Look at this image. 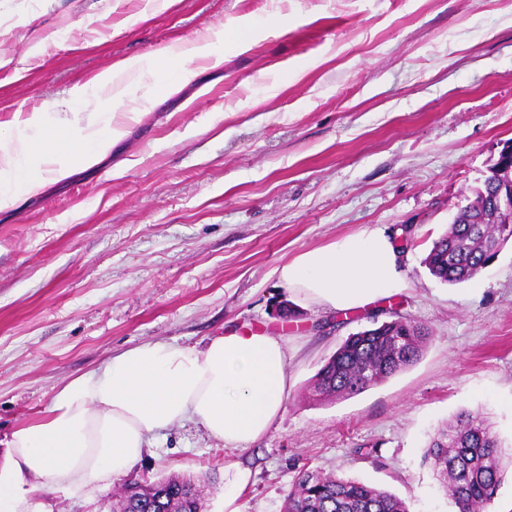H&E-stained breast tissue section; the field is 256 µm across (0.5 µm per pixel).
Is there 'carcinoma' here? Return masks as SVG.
<instances>
[{"label":"carcinoma","mask_w":512,"mask_h":512,"mask_svg":"<svg viewBox=\"0 0 512 512\" xmlns=\"http://www.w3.org/2000/svg\"><path fill=\"white\" fill-rule=\"evenodd\" d=\"M500 188L491 173L432 243L423 264L446 284L473 279L512 241L511 224H477L476 205L489 204ZM433 336L432 328L392 312V319L349 336L319 369L312 386L321 399H340L379 385L417 362ZM424 461L458 512H488L506 471L512 448L500 444L492 423L480 411H462L431 438ZM112 512H205L201 479L166 476L127 482ZM283 512H408L406 503L378 486L339 475L303 469L285 495Z\"/></svg>","instance_id":"carcinoma-1"}]
</instances>
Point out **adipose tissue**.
Segmentation results:
<instances>
[{"label":"adipose tissue","mask_w":512,"mask_h":512,"mask_svg":"<svg viewBox=\"0 0 512 512\" xmlns=\"http://www.w3.org/2000/svg\"><path fill=\"white\" fill-rule=\"evenodd\" d=\"M114 77H96L101 95L84 123L42 112L16 118L0 139V208L96 165L126 136L140 115L112 111ZM401 265L391 236L366 228L299 253L278 279L297 302L347 313L400 290ZM288 363L283 339L248 326L201 350L148 341L112 356L61 387L44 418L12 433L0 512H36L43 492L110 482L141 458L150 434L187 420L227 449H248L285 411Z\"/></svg>","instance_id":"ef3b65f1"}]
</instances>
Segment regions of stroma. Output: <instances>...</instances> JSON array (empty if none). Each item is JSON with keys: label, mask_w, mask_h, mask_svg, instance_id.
<instances>
[{"label": "stroma", "mask_w": 512, "mask_h": 512, "mask_svg": "<svg viewBox=\"0 0 512 512\" xmlns=\"http://www.w3.org/2000/svg\"><path fill=\"white\" fill-rule=\"evenodd\" d=\"M209 45L157 92L171 48ZM224 57L213 68L212 55ZM140 62L121 109L142 118L94 167L0 211V458L59 387L145 341L202 345L252 325L288 347L283 416L236 452L188 422L130 478L201 475L224 512L227 466L250 473L243 512H282L299 470L389 490L409 512H457L422 455L460 411L512 445V243L448 285L423 264L457 205L512 143V0H0V133L16 114L74 118L71 91ZM380 227L402 254L397 311L433 338L411 367L321 400L314 377L345 339L389 320L317 306L283 326L276 270ZM375 449L379 459L360 456ZM116 478L49 493L47 512H112Z\"/></svg>", "instance_id": "1"}]
</instances>
